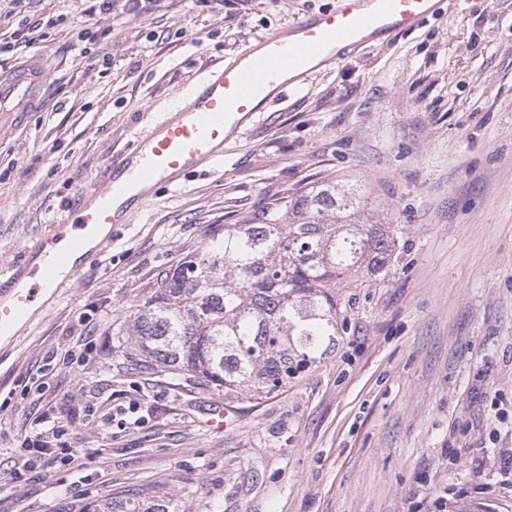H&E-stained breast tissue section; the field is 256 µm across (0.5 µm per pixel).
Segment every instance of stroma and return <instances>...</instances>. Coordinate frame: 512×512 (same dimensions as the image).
Masks as SVG:
<instances>
[{
  "mask_svg": "<svg viewBox=\"0 0 512 512\" xmlns=\"http://www.w3.org/2000/svg\"><path fill=\"white\" fill-rule=\"evenodd\" d=\"M337 0H154L110 19L93 0H32L62 17L42 55L45 109L0 113V279L62 231L68 203L183 99L232 62ZM111 26L91 53L83 29ZM345 177L387 212L403 248L389 271L341 291L348 330L285 392L228 399L165 369L133 370L122 329L157 274L284 189ZM112 346L94 369L122 404L142 387L136 429L78 425L103 449L81 482L35 477L0 512H69L119 491L166 494L185 512H512V0H440L414 30L343 49L282 86L223 161L157 188L112 227L96 267L0 344V474L33 409L21 390L80 318ZM230 409L224 430L204 426Z\"/></svg>",
  "mask_w": 512,
  "mask_h": 512,
  "instance_id": "1",
  "label": "stroma"
}]
</instances>
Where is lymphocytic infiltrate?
Listing matches in <instances>:
<instances>
[{
  "mask_svg": "<svg viewBox=\"0 0 512 512\" xmlns=\"http://www.w3.org/2000/svg\"><path fill=\"white\" fill-rule=\"evenodd\" d=\"M100 342V337L93 335L91 327H84L77 340V349L68 350L60 361L54 355L45 356L42 365L27 376L24 394L38 395L44 398L45 404L29 417L20 432L21 444L16 450L13 465L5 479L0 481L1 494L11 498L20 497L33 476L41 474L49 478L60 468L78 475L93 462L94 457L88 449L66 439L77 415H84L85 419L97 421L98 425L107 428L115 424L129 430L143 424L141 404L135 399L130 400L128 405L117 407L115 415L97 414L95 405L100 392L89 381L81 385L77 405L62 406L56 401L47 400L50 381L59 366L69 369L86 367L87 353L94 351Z\"/></svg>",
  "mask_w": 512,
  "mask_h": 512,
  "instance_id": "obj_1",
  "label": "lymphocytic infiltrate"
}]
</instances>
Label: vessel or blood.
Listing matches in <instances>:
<instances>
[{"instance_id":"b4317fda","label":"vessel or blood","mask_w":512,"mask_h":512,"mask_svg":"<svg viewBox=\"0 0 512 512\" xmlns=\"http://www.w3.org/2000/svg\"><path fill=\"white\" fill-rule=\"evenodd\" d=\"M437 5V0H338L337 9L297 22L267 38L262 48H247L241 61L210 67L182 107L163 117L134 148L114 156L100 182L78 192L65 241L49 239L0 282V335L38 307L44 290L63 287L78 277L86 260L100 257L108 241L90 243L89 226L127 223L136 200L222 156L225 145L267 102L268 87L284 70L305 78L309 61H333L331 47L415 29ZM47 78L37 58L0 73V112L41 111Z\"/></svg>"}]
</instances>
